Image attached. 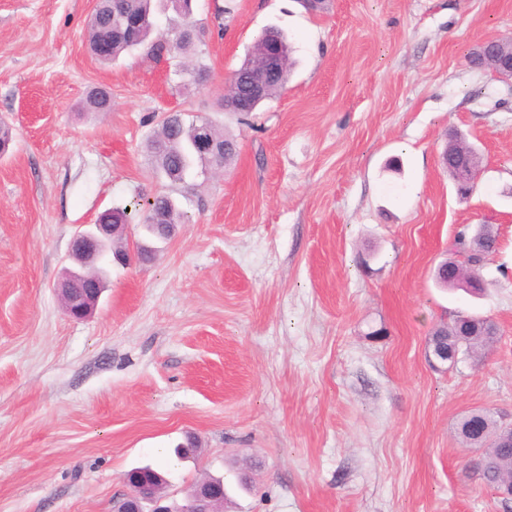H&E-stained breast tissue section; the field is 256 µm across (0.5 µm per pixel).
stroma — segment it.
<instances>
[{
  "instance_id": "stroma-1",
  "label": "stroma",
  "mask_w": 512,
  "mask_h": 512,
  "mask_svg": "<svg viewBox=\"0 0 512 512\" xmlns=\"http://www.w3.org/2000/svg\"><path fill=\"white\" fill-rule=\"evenodd\" d=\"M194 4L211 78L181 90L172 61L93 57L95 0H0V512H113L146 464L176 497L224 477V512H512L457 431L477 409L512 417V84L468 63L512 34V0ZM271 26L295 48L286 90L225 111ZM95 87L110 112L84 111ZM175 110L237 140L222 174L155 172L154 118ZM452 129L482 155L464 200L441 160ZM160 192L190 223L68 317L77 227ZM482 225L499 242L485 294L438 287ZM461 313L494 320L495 342L433 368L432 331Z\"/></svg>"
}]
</instances>
